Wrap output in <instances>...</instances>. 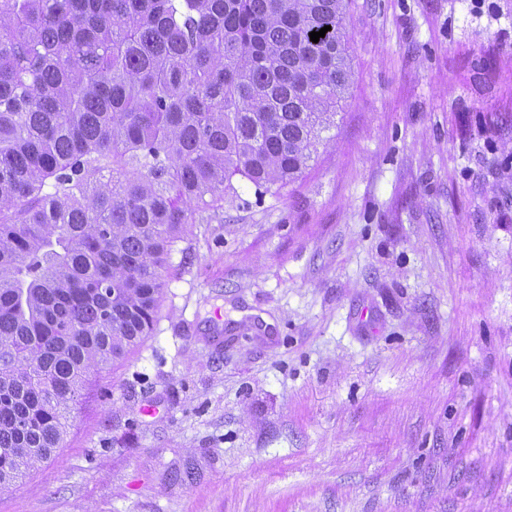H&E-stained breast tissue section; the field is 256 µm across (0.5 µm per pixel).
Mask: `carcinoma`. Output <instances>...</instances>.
I'll return each instance as SVG.
<instances>
[{
  "label": "carcinoma",
  "instance_id": "obj_1",
  "mask_svg": "<svg viewBox=\"0 0 512 512\" xmlns=\"http://www.w3.org/2000/svg\"><path fill=\"white\" fill-rule=\"evenodd\" d=\"M348 11L0 0V488L150 334L173 246L232 178L260 198L300 178L349 89Z\"/></svg>",
  "mask_w": 512,
  "mask_h": 512
}]
</instances>
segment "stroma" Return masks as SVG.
<instances>
[{
	"instance_id": "stroma-1",
	"label": "stroma",
	"mask_w": 512,
	"mask_h": 512,
	"mask_svg": "<svg viewBox=\"0 0 512 512\" xmlns=\"http://www.w3.org/2000/svg\"><path fill=\"white\" fill-rule=\"evenodd\" d=\"M277 195L188 225L149 336L0 512H512V0H352Z\"/></svg>"
}]
</instances>
